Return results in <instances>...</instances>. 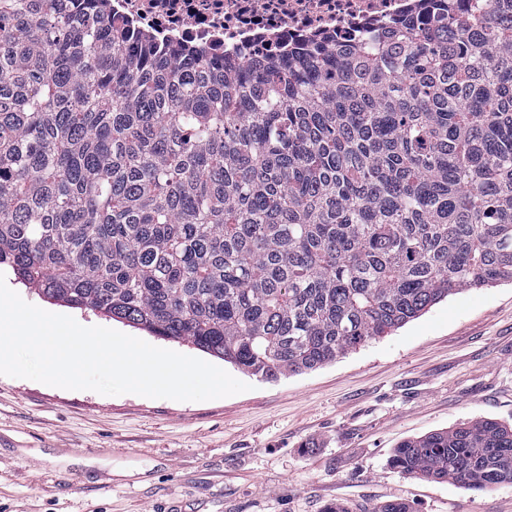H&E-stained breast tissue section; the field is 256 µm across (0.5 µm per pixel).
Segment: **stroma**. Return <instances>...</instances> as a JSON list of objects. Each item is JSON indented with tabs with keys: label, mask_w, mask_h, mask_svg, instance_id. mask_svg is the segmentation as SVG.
<instances>
[{
	"label": "stroma",
	"mask_w": 512,
	"mask_h": 512,
	"mask_svg": "<svg viewBox=\"0 0 512 512\" xmlns=\"http://www.w3.org/2000/svg\"><path fill=\"white\" fill-rule=\"evenodd\" d=\"M24 301L154 346L190 344L17 281ZM202 402L104 396L0 375V512H512V485L472 491L405 476L404 439L490 418L512 424V282L448 296L322 368Z\"/></svg>",
	"instance_id": "35a3bbf8"
}]
</instances>
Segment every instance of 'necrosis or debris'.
Masks as SVG:
<instances>
[{
  "instance_id": "obj_1",
  "label": "necrosis or debris",
  "mask_w": 512,
  "mask_h": 512,
  "mask_svg": "<svg viewBox=\"0 0 512 512\" xmlns=\"http://www.w3.org/2000/svg\"><path fill=\"white\" fill-rule=\"evenodd\" d=\"M423 7V0H109L107 12L157 45L261 61L308 45L372 39Z\"/></svg>"
}]
</instances>
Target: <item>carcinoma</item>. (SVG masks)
I'll return each mask as SVG.
<instances>
[{"label": "carcinoma", "instance_id": "carcinoma-1", "mask_svg": "<svg viewBox=\"0 0 512 512\" xmlns=\"http://www.w3.org/2000/svg\"><path fill=\"white\" fill-rule=\"evenodd\" d=\"M0 0V267L265 381L512 282V0L252 65ZM391 465L512 484V427Z\"/></svg>", "mask_w": 512, "mask_h": 512}]
</instances>
